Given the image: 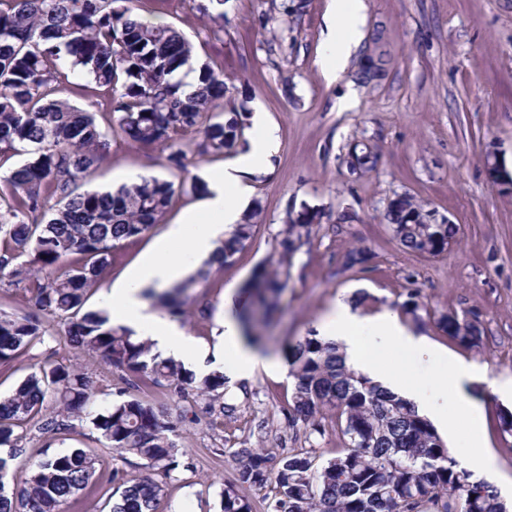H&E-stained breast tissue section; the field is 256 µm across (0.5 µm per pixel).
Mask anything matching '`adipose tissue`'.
<instances>
[{"instance_id":"ef3b65f1","label":"adipose tissue","mask_w":512,"mask_h":512,"mask_svg":"<svg viewBox=\"0 0 512 512\" xmlns=\"http://www.w3.org/2000/svg\"><path fill=\"white\" fill-rule=\"evenodd\" d=\"M363 9V0H332L325 51L318 59L328 78H337L359 45ZM252 125L256 134L248 149L213 171L200 202L184 210L181 218L170 224L164 242L100 297L101 306L111 311L113 323L150 338L158 353L192 367L204 363L208 348L151 310L143 292L169 288L198 257L211 255L215 238L237 223L238 208L248 192L247 177L265 170L280 145L278 132L264 113H254ZM318 331L343 347L347 366L410 400L439 425H447L453 413L460 421L478 426L480 408L468 390L473 366L409 330L393 309L385 307L368 316L355 304L340 299L319 322ZM365 334L370 337L366 343L361 340ZM222 341L224 355L238 375H246L263 359L257 350L244 345L233 314L224 316ZM388 349L395 350L403 362L426 367V375L405 384L383 372L379 356Z\"/></svg>"}]
</instances>
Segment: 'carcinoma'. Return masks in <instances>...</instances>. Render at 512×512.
<instances>
[{"instance_id":"obj_1","label":"carcinoma","mask_w":512,"mask_h":512,"mask_svg":"<svg viewBox=\"0 0 512 512\" xmlns=\"http://www.w3.org/2000/svg\"><path fill=\"white\" fill-rule=\"evenodd\" d=\"M133 0H0V161L30 158L0 178V278L26 291L37 311L68 315L67 339L92 351L118 372L128 388L150 378L179 398L196 391L218 403L226 418L237 407L221 401L224 376H199L173 358L153 352V343L112 324L108 311L84 309L88 292L101 280L112 248L148 232L171 207L174 184L157 179L122 185L115 191H79L111 151L112 136L170 150L169 162L185 171L211 154H236L245 147L249 113L221 112L229 92L208 65L199 67L198 87L188 93L179 77L189 65V42L176 28L139 20ZM373 37L376 63L362 66L357 80L367 85L391 64ZM92 86L71 81L74 70ZM105 98L101 112L72 104L67 95ZM424 204L401 194L381 214L401 248L439 256L455 240V224H427ZM320 210L303 206L287 212L279 231L278 258L256 269L242 289L237 319L242 335L260 343L259 326L274 312L283 288L278 268L289 267L321 223ZM253 215L232 225L213 256L196 274L162 293L173 316L197 301L195 288L209 269L232 262L253 239ZM28 255L30 259L19 262ZM364 247L349 249L343 268H363ZM402 308L416 321L425 309L412 289ZM449 338L472 347L483 341L477 313L459 318L444 312L436 320ZM45 331L31 316L0 314V362L44 342ZM294 378L288 424L321 434L334 419L344 447L319 464L303 451L277 458L255 448L238 449L233 459L237 483L224 489L223 512H251L239 488L263 487L276 470L270 512H512L487 481L458 466L447 444L416 405L348 368L334 341L313 333L285 346ZM59 406L42 413L46 397ZM93 385L86 374L50 360L38 365L11 394L0 398V472L22 452L15 428L32 424L40 433L71 432L74 421L90 415ZM92 424L119 457L135 456L148 473L131 478L114 474L121 492L111 512H158L164 495L151 472L168 475L180 467L170 435L177 424L151 404L131 397L98 413ZM97 456L81 448L45 455L30 465L20 493L0 486V512H60V506L95 475Z\"/></svg>"}]
</instances>
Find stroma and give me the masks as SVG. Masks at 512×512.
I'll return each instance as SVG.
<instances>
[{"mask_svg": "<svg viewBox=\"0 0 512 512\" xmlns=\"http://www.w3.org/2000/svg\"><path fill=\"white\" fill-rule=\"evenodd\" d=\"M296 2L224 0V20L217 25L203 14L209 0H142L145 16L183 32L194 61L224 79L229 87L225 108L262 111L280 135L268 170L250 181L246 208L258 213L255 239L203 284L206 316L189 304L177 325L186 335L216 345L225 297L238 296L258 265L277 259L287 210L305 204L322 213L293 258L278 311L264 332L262 348L278 361V369L259 365L248 378L234 380L227 378L223 359L206 362L205 372L226 376L224 400L236 405L233 418L210 413L203 396L183 401L168 386L150 382L138 390V398L178 423L174 441L182 466L167 478L155 473L164 486L159 512H221L224 488L237 478L233 453L244 445L276 455L306 449L323 460L332 456L340 446L335 431L309 436L304 427L288 425L294 380L281 346L306 336L336 300H352L358 291L396 310L409 289H420L431 317L411 323V330L476 365L488 378L512 377V192L493 187L484 166L492 152L512 169V0H364L363 38L334 81L317 64L331 0H306L299 16L292 11ZM377 34L393 63L365 86L356 73ZM345 95L351 102L344 108L338 100ZM355 147L375 153V169L349 173L344 158ZM167 155L163 146L114 137L111 154L89 187L105 191L143 177L175 183L204 179L227 161L213 154L183 174L170 167ZM404 193L458 225L457 240L447 252L435 258L406 252L380 223L389 199ZM197 199L190 190L177 192L172 207L146 234L113 248L87 308H98L100 293L164 239L170 223ZM346 210L356 213V220L337 223ZM352 246L370 252L366 269L342 270L341 257ZM448 311L462 318L479 314L482 347L460 344L438 330L433 315ZM40 320L45 344L0 363V397L49 356L93 378L92 412L123 400L118 372L97 354L70 345L64 313H44ZM469 392L483 413L487 451L512 476V435L498 420L501 410L512 411V400L494 393L486 381H473ZM24 435L22 455L0 476L9 493L24 485L30 461L44 452L84 448L98 457L94 477L61 512H110L114 474L144 472L140 459L113 455L87 421L65 435L30 429Z\"/></svg>", "mask_w": 512, "mask_h": 512, "instance_id": "stroma-1", "label": "stroma"}]
</instances>
